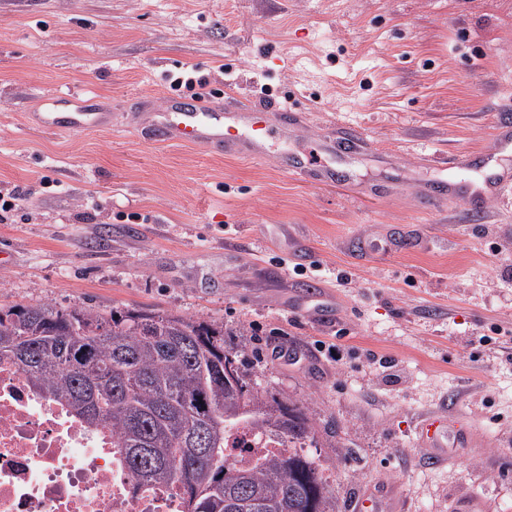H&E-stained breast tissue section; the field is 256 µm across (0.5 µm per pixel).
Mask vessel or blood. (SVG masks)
Wrapping results in <instances>:
<instances>
[{
  "instance_id": "vessel-or-blood-1",
  "label": "vessel or blood",
  "mask_w": 512,
  "mask_h": 512,
  "mask_svg": "<svg viewBox=\"0 0 512 512\" xmlns=\"http://www.w3.org/2000/svg\"><path fill=\"white\" fill-rule=\"evenodd\" d=\"M54 103L68 104V111L42 113L43 128L57 131H75L104 125L105 110L88 109V96L67 89L53 96ZM299 122L298 113L279 111L277 118H270L269 108L256 102L219 104L211 100L185 98L172 95L166 99V108L156 113L154 120L144 129L156 143H181L200 146L211 152H226L253 160L265 159L271 142H288L294 136ZM363 139L354 129H345L340 139L321 143L323 155L360 149ZM512 150V110L499 109L493 125L490 152ZM280 167L292 174L304 176L312 183L333 182L339 174L335 167L321 162L283 152ZM450 193L463 200L470 214H482L488 201L512 195V173L501 169L485 170L475 181L453 185ZM469 436L462 430H449L446 423L434 420L419 429V442L429 462H437L448 453L449 445H461Z\"/></svg>"
}]
</instances>
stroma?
<instances>
[{
    "mask_svg": "<svg viewBox=\"0 0 512 512\" xmlns=\"http://www.w3.org/2000/svg\"><path fill=\"white\" fill-rule=\"evenodd\" d=\"M297 111L311 150L343 126L370 156L318 185L278 164L140 134L129 98L169 75ZM96 95L111 127L50 132V94ZM512 103V0H0V305L135 308L224 323L269 395L340 447V512H512V199L481 216L420 187L457 176ZM393 237L398 248L372 253ZM328 304L335 317H311ZM285 343L300 360L274 359ZM325 351H318V344ZM340 357L332 359L329 346ZM393 359L383 369L368 354ZM440 413L464 447L427 464Z\"/></svg>",
    "mask_w": 512,
    "mask_h": 512,
    "instance_id": "1",
    "label": "stroma"
}]
</instances>
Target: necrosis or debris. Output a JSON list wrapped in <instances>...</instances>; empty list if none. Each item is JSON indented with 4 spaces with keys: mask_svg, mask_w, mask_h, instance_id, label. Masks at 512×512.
<instances>
[{
    "mask_svg": "<svg viewBox=\"0 0 512 512\" xmlns=\"http://www.w3.org/2000/svg\"><path fill=\"white\" fill-rule=\"evenodd\" d=\"M281 449L246 426L224 453L251 467ZM0 512H185V504L170 486L134 487L111 426H88L1 360Z\"/></svg>",
    "mask_w": 512,
    "mask_h": 512,
    "instance_id": "4bbe7bcc",
    "label": "necrosis or debris"
}]
</instances>
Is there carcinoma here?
<instances>
[{"mask_svg":"<svg viewBox=\"0 0 512 512\" xmlns=\"http://www.w3.org/2000/svg\"><path fill=\"white\" fill-rule=\"evenodd\" d=\"M76 416L112 425L138 487L177 489L185 512H336L315 424L292 400L266 394L224 347V323L141 310L0 306V360ZM241 423L288 450L252 468L224 456Z\"/></svg>","mask_w":512,"mask_h":512,"instance_id":"carcinoma-1","label":"carcinoma"}]
</instances>
